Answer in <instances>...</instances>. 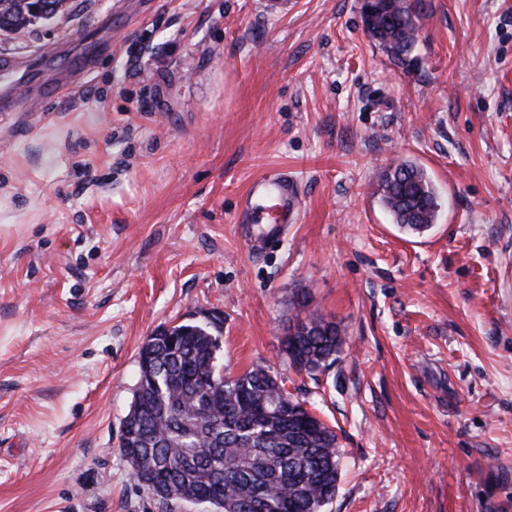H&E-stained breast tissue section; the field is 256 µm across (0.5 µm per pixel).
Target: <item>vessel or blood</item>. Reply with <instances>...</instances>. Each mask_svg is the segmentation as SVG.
Returning <instances> with one entry per match:
<instances>
[{
	"instance_id": "1",
	"label": "vessel or blood",
	"mask_w": 512,
	"mask_h": 512,
	"mask_svg": "<svg viewBox=\"0 0 512 512\" xmlns=\"http://www.w3.org/2000/svg\"><path fill=\"white\" fill-rule=\"evenodd\" d=\"M91 64V55L77 58L52 84V92L72 90L79 78L90 70ZM300 206L301 195L297 185L289 180L287 173L279 172L252 182L245 194L243 212L248 222L269 225L271 233L275 234L291 223Z\"/></svg>"
}]
</instances>
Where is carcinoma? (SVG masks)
Returning <instances> with one entry per match:
<instances>
[{"label": "carcinoma", "instance_id": "carcinoma-1", "mask_svg": "<svg viewBox=\"0 0 512 512\" xmlns=\"http://www.w3.org/2000/svg\"><path fill=\"white\" fill-rule=\"evenodd\" d=\"M422 0L363 4L370 38L392 56L418 40ZM34 0H0V31L38 22ZM384 205L401 227L422 233L438 203L420 167L403 161L384 174ZM312 334L286 335L290 366L316 375L336 363L344 332L313 313ZM218 337L211 327L183 323L157 328L138 355L139 381L122 420L118 450L133 477L167 512L200 502L210 512H322L338 489L336 432L288 394L269 365L240 375L215 371Z\"/></svg>", "mask_w": 512, "mask_h": 512}]
</instances>
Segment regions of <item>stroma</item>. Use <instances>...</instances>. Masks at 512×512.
Wrapping results in <instances>:
<instances>
[{
	"instance_id": "obj_1",
	"label": "stroma",
	"mask_w": 512,
	"mask_h": 512,
	"mask_svg": "<svg viewBox=\"0 0 512 512\" xmlns=\"http://www.w3.org/2000/svg\"><path fill=\"white\" fill-rule=\"evenodd\" d=\"M362 5L67 0L0 36L39 67L0 112V512H163L121 422L146 338L210 321L219 370L269 365L335 427L324 512H512V0H423L400 60ZM401 161L421 234L380 200ZM282 170L297 223H241ZM314 312L345 334L320 382L282 351ZM91 64L92 56L83 54L72 63L62 77L50 86V89L54 93H58L59 91L64 93L72 90L78 83L79 78L90 70ZM380 191L384 205L401 227L422 233L435 223V192L423 169L412 162L391 166L381 180Z\"/></svg>"
}]
</instances>
